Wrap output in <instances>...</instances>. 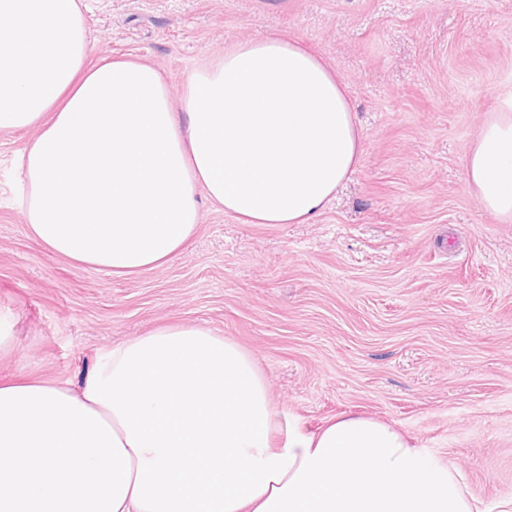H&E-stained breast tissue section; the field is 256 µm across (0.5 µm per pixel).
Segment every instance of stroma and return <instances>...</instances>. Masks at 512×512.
<instances>
[{
	"label": "stroma",
	"instance_id": "1",
	"mask_svg": "<svg viewBox=\"0 0 512 512\" xmlns=\"http://www.w3.org/2000/svg\"><path fill=\"white\" fill-rule=\"evenodd\" d=\"M90 62L129 55L173 95L232 44L285 33L321 54L360 121L350 180L309 224L202 205L170 262L115 277L30 237L0 134V378L79 387L99 351L202 325L253 356L281 416L387 423L450 467L484 512L512 502V223L467 187L483 117L512 92V0H88Z\"/></svg>",
	"mask_w": 512,
	"mask_h": 512
}]
</instances>
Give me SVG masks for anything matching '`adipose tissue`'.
<instances>
[{
	"label": "adipose tissue",
	"instance_id": "1",
	"mask_svg": "<svg viewBox=\"0 0 512 512\" xmlns=\"http://www.w3.org/2000/svg\"><path fill=\"white\" fill-rule=\"evenodd\" d=\"M87 0H0V133L30 235L112 276L184 249L199 198L244 224H308L363 141L339 77L300 40L236 43L194 68L180 111L152 66L88 61ZM466 182L512 223V95L468 149ZM283 424L251 354L199 325L103 349L80 389L0 380V512H479L415 439L343 415Z\"/></svg>",
	"mask_w": 512,
	"mask_h": 512
}]
</instances>
